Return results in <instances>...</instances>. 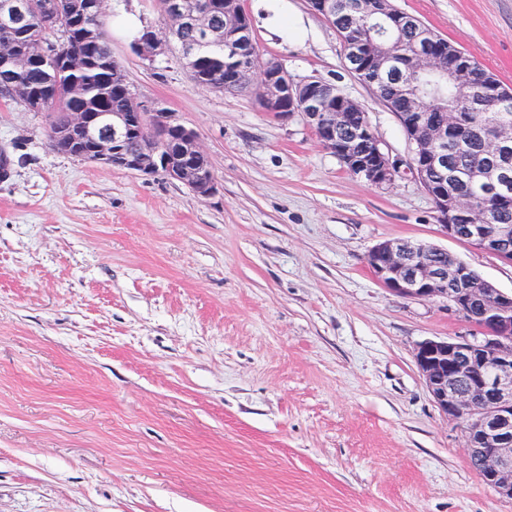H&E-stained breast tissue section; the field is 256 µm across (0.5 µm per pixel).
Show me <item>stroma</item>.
Here are the masks:
<instances>
[{
    "label": "stroma",
    "instance_id": "1",
    "mask_svg": "<svg viewBox=\"0 0 512 512\" xmlns=\"http://www.w3.org/2000/svg\"><path fill=\"white\" fill-rule=\"evenodd\" d=\"M393 3L512 89V0ZM283 6L302 37L242 0L260 57L358 102L392 183L116 31L132 90L197 132L215 195L59 153L45 113L0 99V512H512L415 361L475 328L366 256L428 242L507 293L512 264L441 233L396 114L309 0Z\"/></svg>",
    "mask_w": 512,
    "mask_h": 512
}]
</instances>
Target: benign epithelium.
I'll list each match as a JSON object with an SVG mask.
<instances>
[{"label":"benign epithelium","instance_id":"obj_1","mask_svg":"<svg viewBox=\"0 0 512 512\" xmlns=\"http://www.w3.org/2000/svg\"><path fill=\"white\" fill-rule=\"evenodd\" d=\"M224 13L225 58L235 63L234 71L245 73L256 83L255 96L263 111L275 117L299 113L314 129L320 144L343 164L353 176L372 185L389 184L397 170L396 162L381 148L370 124L348 134L351 113L359 105L336 85L322 80L295 81L276 59L264 62L258 56L242 54L251 39L248 17L240 0H209L190 14L184 0H164L161 15L167 28L147 30L135 43V50L152 58L165 52L171 37L186 24L196 33L193 41L177 43L183 56L196 52L198 44L216 34L213 17ZM0 16V71L16 74L29 68L33 59L19 52L14 44L13 29L29 26L37 18L43 27H54L61 16L57 0H3ZM386 21L389 30L416 27L413 16L399 11L391 0H369L360 5L359 20ZM425 43L412 56L409 71L418 75L433 73L451 85L457 95L468 100L474 93L467 56L458 48L435 45L438 37L429 30L420 31ZM348 70L356 77L377 79L398 73L399 53L390 36L360 41L351 36L342 39ZM63 61L69 69L82 68L83 57H61L58 50H48L42 64ZM16 99H23L28 110L45 111L48 91L25 85L10 86ZM131 111L110 112L82 107L68 113L63 129L54 137L73 147L76 138L90 144V149L72 151L70 155L107 168L124 170L139 176L162 174L189 187L200 197L217 192L212 167H201L196 158L204 154L198 134L179 123L171 112L155 109L142 98L131 96ZM411 117L404 122L412 148L411 168L424 189L436 203L438 219L446 236L496 255L512 264V225L484 224L480 208L473 197L463 196L448 185V130L453 119L429 118L418 99L410 103ZM144 141L135 151L125 148L133 135ZM512 142V124L495 121L487 125V143L493 161L483 172L497 181L512 167L508 143ZM433 173L441 175L439 183L430 182ZM439 247L408 240H385L369 251L366 262L374 276L390 291L409 297H440L448 301L465 322L478 328L482 335L470 340L427 339L415 354L416 364L439 411L458 422L465 433L466 450L472 467L496 492L512 498V294L493 283L474 285L470 268L458 262L436 264L431 253ZM482 306L481 322L471 319L473 305Z\"/></svg>","mask_w":512,"mask_h":512}]
</instances>
